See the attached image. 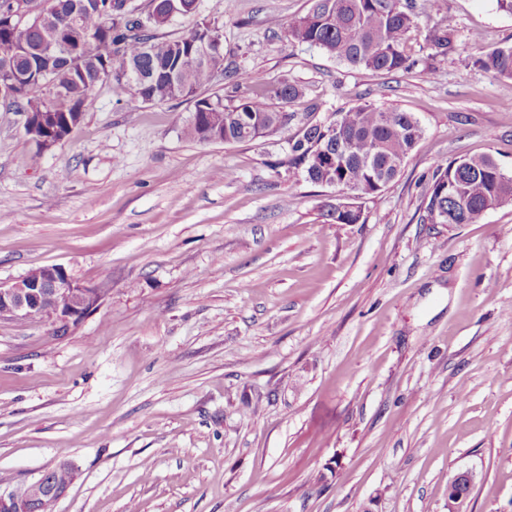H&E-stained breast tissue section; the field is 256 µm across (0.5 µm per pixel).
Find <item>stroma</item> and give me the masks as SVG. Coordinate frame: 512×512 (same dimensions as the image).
Segmentation results:
<instances>
[{
    "mask_svg": "<svg viewBox=\"0 0 512 512\" xmlns=\"http://www.w3.org/2000/svg\"><path fill=\"white\" fill-rule=\"evenodd\" d=\"M417 64L375 74L273 22L307 0H200L218 20L225 104L248 78L300 85L292 127L360 103L425 126L356 224L336 191L275 167L265 140L199 144L193 105L104 82L40 152L0 103V281L45 265L97 289L59 331L0 320V488L62 461L55 512H512V205L428 224L437 165L492 155L512 174V93L470 65L512 45L495 0H417ZM458 47L434 55V29ZM233 179H225V170ZM474 476L468 471L456 473L448 482V508L450 512H463V506L469 497V493H462L459 489L467 485L471 490ZM452 496V497H451Z\"/></svg>",
    "mask_w": 512,
    "mask_h": 512,
    "instance_id": "obj_1",
    "label": "stroma"
}]
</instances>
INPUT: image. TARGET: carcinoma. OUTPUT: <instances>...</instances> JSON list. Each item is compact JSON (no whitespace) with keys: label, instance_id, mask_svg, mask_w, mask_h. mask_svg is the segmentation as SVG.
I'll return each instance as SVG.
<instances>
[{"label":"carcinoma","instance_id":"1","mask_svg":"<svg viewBox=\"0 0 512 512\" xmlns=\"http://www.w3.org/2000/svg\"><path fill=\"white\" fill-rule=\"evenodd\" d=\"M53 8L38 24L19 27L0 23V83H15V102L35 105L51 129L70 133L66 119L78 125L92 89L103 77L143 103L184 99L193 110L182 127L183 135L201 144H236L275 137L287 128L286 113L275 109L263 91L265 78L256 73L253 96L235 106L219 94L205 95L215 75L224 71V44L211 47L200 58L190 52L210 39L211 30L197 12L181 0H149L145 17L119 21L105 7L80 16L84 33L93 40L81 63L55 66L48 80L41 71L37 51L68 24L74 0H52ZM192 17L183 36L161 39L152 30L166 25L173 10ZM416 0H310L298 16L275 22L291 44L317 47L353 68L391 73L410 68L405 43L416 25ZM435 54L455 52L453 35L435 31ZM472 66L491 71L502 86L512 89V45L482 50L470 57ZM136 70L143 80L131 85L126 73ZM274 96L284 104L303 96V89L282 81ZM336 134L330 123L315 122L285 140L284 157L274 167H285L306 181L346 188L353 200H337L326 219L339 224L360 221L356 201L383 192L400 172L425 127L413 113L358 104L337 112ZM512 204V176L505 174L490 155L460 157L438 166L425 195L424 221L428 224H474L487 211Z\"/></svg>","mask_w":512,"mask_h":512}]
</instances>
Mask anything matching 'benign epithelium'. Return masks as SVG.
I'll return each instance as SVG.
<instances>
[{
    "label": "benign epithelium",
    "instance_id": "1",
    "mask_svg": "<svg viewBox=\"0 0 512 512\" xmlns=\"http://www.w3.org/2000/svg\"><path fill=\"white\" fill-rule=\"evenodd\" d=\"M49 12L46 0H19V6H11L6 16L23 21L37 18ZM66 32L80 36L77 47L72 53H57V46L50 44L44 47L43 53L67 63L80 52H87L91 47L89 37L74 24L66 28ZM25 127L32 140L43 151L49 150L63 138L46 133L33 122V113H25ZM51 301L50 318L63 326L93 311L99 304V293L93 288L75 282L66 270L57 265L41 266L30 270L22 277L9 281H0V318L25 319L32 311ZM52 469H47L35 480L24 483L10 491L0 490V512H25L27 504L46 494L62 499L66 491L54 487L47 480ZM474 476L468 471L456 473L448 482V508L452 512H463V506L469 494L460 491V487L473 486Z\"/></svg>",
    "mask_w": 512,
    "mask_h": 512
}]
</instances>
